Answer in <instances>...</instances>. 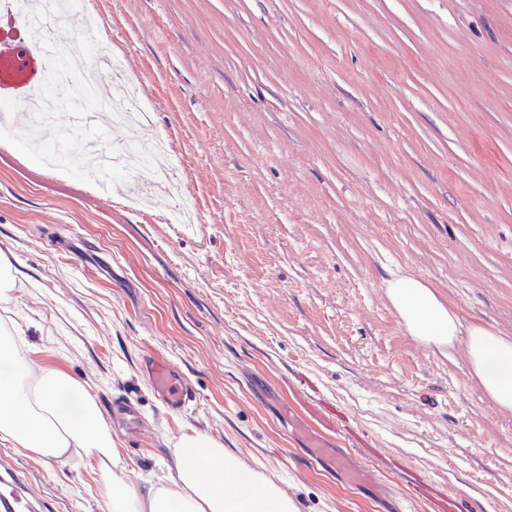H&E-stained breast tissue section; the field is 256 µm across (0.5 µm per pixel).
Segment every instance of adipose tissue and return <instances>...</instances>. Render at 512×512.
Returning a JSON list of instances; mask_svg holds the SVG:
<instances>
[{
    "instance_id": "obj_1",
    "label": "adipose tissue",
    "mask_w": 512,
    "mask_h": 512,
    "mask_svg": "<svg viewBox=\"0 0 512 512\" xmlns=\"http://www.w3.org/2000/svg\"><path fill=\"white\" fill-rule=\"evenodd\" d=\"M386 296L421 344L442 351L463 346L489 399L512 411V336L462 327L434 290L413 277L389 279ZM21 334L19 326L0 323V441L45 462L84 452L96 464L97 492L107 512H298L271 477L197 431L181 435L169 484L144 491L125 484L112 469L119 450L95 398L64 370L33 373L18 344Z\"/></svg>"
}]
</instances>
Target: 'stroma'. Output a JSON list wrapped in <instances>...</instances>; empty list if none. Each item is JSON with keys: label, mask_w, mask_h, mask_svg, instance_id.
Wrapping results in <instances>:
<instances>
[{"label": "stroma", "mask_w": 512, "mask_h": 512, "mask_svg": "<svg viewBox=\"0 0 512 512\" xmlns=\"http://www.w3.org/2000/svg\"><path fill=\"white\" fill-rule=\"evenodd\" d=\"M106 49L138 73L145 117L69 123L53 86L49 139L113 148L168 139L182 205L96 166L50 172L0 148V254L16 277L33 370L85 384L136 488L175 475L180 436L218 438L298 512H381L336 474L367 470L414 512H512V412L462 347L428 348L385 295L427 283L459 318L512 336V0H87ZM64 238L74 252L53 249ZM192 385L165 407L140 370ZM130 398L142 428L115 414ZM324 437L310 460L296 427ZM0 461L48 512H105L86 458ZM143 368L154 394L170 410H183L193 401L191 385L169 364L148 358Z\"/></svg>", "instance_id": "obj_1"}]
</instances>
